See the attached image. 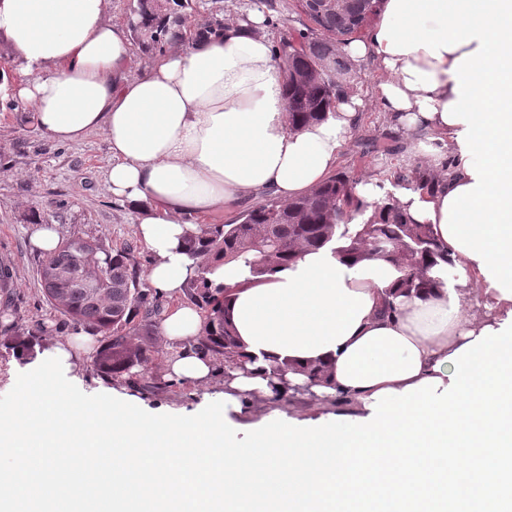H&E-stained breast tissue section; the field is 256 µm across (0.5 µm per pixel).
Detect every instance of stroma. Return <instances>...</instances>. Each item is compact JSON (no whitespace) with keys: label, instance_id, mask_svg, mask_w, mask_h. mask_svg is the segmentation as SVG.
<instances>
[{"label":"stroma","instance_id":"1","mask_svg":"<svg viewBox=\"0 0 512 512\" xmlns=\"http://www.w3.org/2000/svg\"><path fill=\"white\" fill-rule=\"evenodd\" d=\"M376 78L371 63L358 69L355 91L367 103L358 127L351 133L338 168L357 180L385 182L389 157L377 153L373 145L389 141L402 149L401 160L425 162L433 166L448 155L438 148L432 158L405 149V140L387 119L378 104L371 101ZM110 155L102 133H91L77 145L49 142L37 128L29 105L6 109L0 99V266L9 268L11 280L0 288V304L11 302L14 312L0 318V417L15 413L20 387L39 393V379L26 376L21 360L34 359L37 352L65 340L74 330L64 325L44 300L38 265L40 255L30 242L29 218L39 213L44 223L55 225L60 237H95L121 248L137 244L133 217L126 207L113 200L105 182ZM40 323L44 331L35 337L31 350L17 354L12 335L15 329ZM111 378L97 370L92 356H84L79 368L67 379L72 401H91L100 387L110 386ZM223 386L208 390L182 388L140 394L142 407L160 413H195L205 398L221 399Z\"/></svg>","mask_w":512,"mask_h":512}]
</instances>
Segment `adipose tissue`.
<instances>
[{"label":"adipose tissue","mask_w":512,"mask_h":512,"mask_svg":"<svg viewBox=\"0 0 512 512\" xmlns=\"http://www.w3.org/2000/svg\"><path fill=\"white\" fill-rule=\"evenodd\" d=\"M107 7L0 0V36L26 72L0 94L27 102L50 142L104 133L108 189L168 302L166 375L221 382L223 399L164 420L120 387L0 419V512H512V0H385L343 48L373 63L372 94L412 148L448 147L431 191L396 200L432 225L459 278L443 265L430 293L404 294L388 259L328 246L259 283L242 263L219 266L210 278L234 287L226 318L256 359L243 369L192 348L204 320L181 300L195 274L181 240L245 198L287 202L325 182L364 102L344 94L324 121L290 129L256 0L139 72ZM318 362L327 381L313 385L300 369ZM280 391L286 412L258 416ZM339 396L350 407L331 413ZM311 400L322 414L295 415Z\"/></svg>","instance_id":"obj_1"}]
</instances>
